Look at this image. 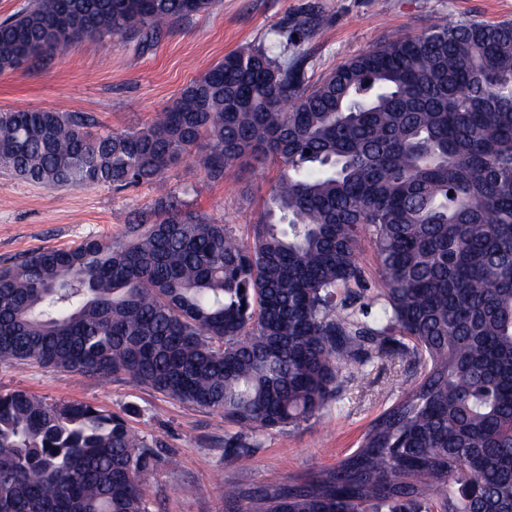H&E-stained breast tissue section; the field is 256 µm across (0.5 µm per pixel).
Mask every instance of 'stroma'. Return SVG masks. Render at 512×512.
<instances>
[{"label":"stroma","mask_w":512,"mask_h":512,"mask_svg":"<svg viewBox=\"0 0 512 512\" xmlns=\"http://www.w3.org/2000/svg\"><path fill=\"white\" fill-rule=\"evenodd\" d=\"M437 16L512 20V0H214L208 12L174 24L154 46L83 40L1 73L0 109L80 112L91 115L99 130L138 129L228 52L264 48L287 54L313 83L394 33L420 32ZM276 175V166L267 163L212 182L191 155L169 169L160 185L117 192L107 186L53 188L0 169V267L48 245L123 239L127 224L153 212L169 191L244 237ZM402 379L396 366L373 370L346 391L343 412L257 434L249 460L237 464L226 457L224 445L238 429L220 413L125 375L99 380L35 364L0 365V392L23 389L52 403L92 402L124 416L138 435L157 438L148 495L160 512H239L225 501L226 486L244 494L335 464L356 449Z\"/></svg>","instance_id":"obj_1"}]
</instances>
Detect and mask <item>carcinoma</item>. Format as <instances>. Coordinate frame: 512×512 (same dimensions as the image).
<instances>
[{
  "instance_id": "carcinoma-1",
  "label": "carcinoma",
  "mask_w": 512,
  "mask_h": 512,
  "mask_svg": "<svg viewBox=\"0 0 512 512\" xmlns=\"http://www.w3.org/2000/svg\"><path fill=\"white\" fill-rule=\"evenodd\" d=\"M212 0H29L0 73L81 39L151 42ZM0 110V168L54 187L157 183L204 145L219 182L279 168L243 242L169 194L125 240L0 269V364L125 374L245 430L295 427L389 363L405 385L358 448L249 512H512V21L435 20L308 85L224 55L139 129ZM375 246L381 290L358 244ZM152 445L90 402L0 392V512H150Z\"/></svg>"
}]
</instances>
